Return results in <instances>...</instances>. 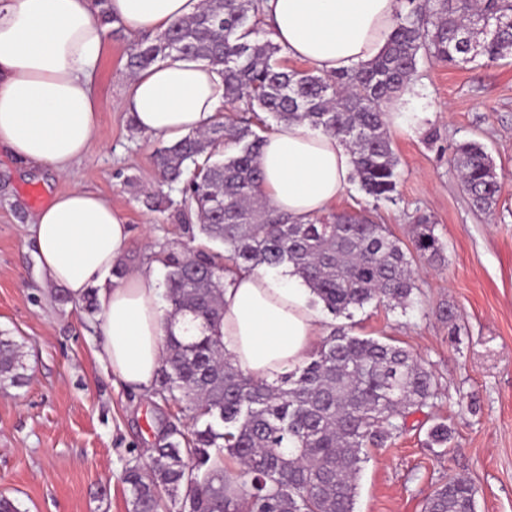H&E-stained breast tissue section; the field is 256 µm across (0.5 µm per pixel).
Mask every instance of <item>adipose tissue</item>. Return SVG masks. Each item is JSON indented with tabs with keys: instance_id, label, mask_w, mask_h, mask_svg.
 <instances>
[{
	"instance_id": "1",
	"label": "adipose tissue",
	"mask_w": 512,
	"mask_h": 512,
	"mask_svg": "<svg viewBox=\"0 0 512 512\" xmlns=\"http://www.w3.org/2000/svg\"><path fill=\"white\" fill-rule=\"evenodd\" d=\"M202 0H109L128 30L159 32L200 10ZM398 0H262L271 37L323 74L378 57L394 28ZM105 30L91 0H0V149L68 174L87 155L96 127L94 74ZM222 75L171 55L134 75L122 106L147 135L180 138L204 130L224 106ZM261 193L294 220L325 213L350 186L353 154L339 138L293 123L264 140ZM31 233L49 279L73 299L104 281L130 233L105 198L75 187L34 215ZM101 359L123 384L147 393L163 360L167 325L153 273L129 275L99 295ZM323 332L314 297L289 267L235 275L224 286L223 350L243 371L275 379L302 366Z\"/></svg>"
}]
</instances>
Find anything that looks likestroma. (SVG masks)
Segmentation results:
<instances>
[{
	"mask_svg": "<svg viewBox=\"0 0 512 512\" xmlns=\"http://www.w3.org/2000/svg\"><path fill=\"white\" fill-rule=\"evenodd\" d=\"M139 39L126 29L107 35L97 127L71 175L0 152V330L22 342L30 376L25 387L0 389V495L21 512H129L125 468L146 466L169 428H193L183 405L112 375L98 357L99 315L62 302L66 290L42 270L29 231L50 194L79 186L105 197L128 224L121 261L129 271L148 269L161 280L167 254L210 248L198 224L141 204L161 188L154 155L167 141L131 129L120 107L126 54ZM387 123L400 199L372 215L405 243L415 216L430 215L447 262L414 264L412 308L372 303L348 324L411 349L440 386L402 433L368 448L355 512H421L453 476L473 482L477 512H512V55L455 67L421 58L409 104ZM431 133L436 143H427ZM470 138L485 144L503 182L490 215L472 208L451 163L456 142ZM443 307L453 323L440 319ZM442 420L452 431L447 447H426L428 428Z\"/></svg>",
	"mask_w": 512,
	"mask_h": 512,
	"instance_id": "stroma-1",
	"label": "stroma"
}]
</instances>
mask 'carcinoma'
Masks as SVG:
<instances>
[{
    "instance_id": "carcinoma-1",
    "label": "carcinoma",
    "mask_w": 512,
    "mask_h": 512,
    "mask_svg": "<svg viewBox=\"0 0 512 512\" xmlns=\"http://www.w3.org/2000/svg\"><path fill=\"white\" fill-rule=\"evenodd\" d=\"M256 0H206L196 14L129 50L125 68L143 72L172 53L193 56L224 79V120L156 153L162 182L181 199L146 193L144 206H178L202 234L224 245L171 254L165 261L166 334L155 381L165 401L183 403L199 424L176 430L153 449L146 469L122 477L131 512H355L366 448L401 433L413 411L432 402L439 382L404 347L334 326L309 361L274 383L243 372L224 356V279L286 265L335 317L372 302L413 304L416 259L444 261L430 217L415 219L407 247L366 212L294 223L260 192L264 113L341 138L354 156L359 190L394 203L401 179L384 105L408 90L420 53L457 66L478 56L512 54V0H405L384 52L348 72L317 75L282 64V47L257 38ZM235 152L224 155V147ZM454 168L472 207L493 211L502 182L485 146H455ZM191 316L197 333L177 336L172 321ZM27 380L22 343L0 331V388ZM445 422L427 432L443 447ZM423 512H477L470 480L454 477L427 497Z\"/></svg>"
}]
</instances>
